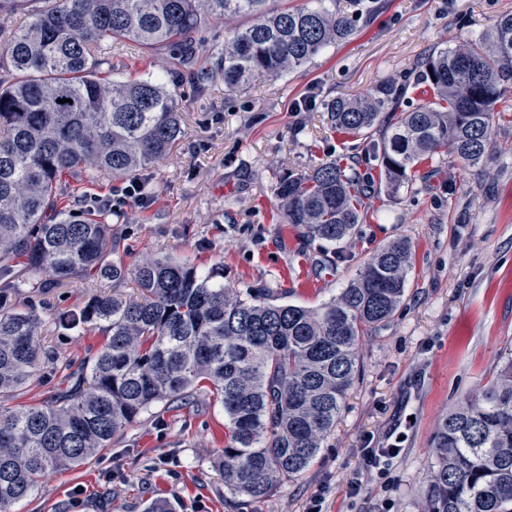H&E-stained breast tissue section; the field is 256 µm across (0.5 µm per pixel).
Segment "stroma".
<instances>
[{"instance_id": "35a3bbf8", "label": "stroma", "mask_w": 512, "mask_h": 512, "mask_svg": "<svg viewBox=\"0 0 512 512\" xmlns=\"http://www.w3.org/2000/svg\"><path fill=\"white\" fill-rule=\"evenodd\" d=\"M512 0H374L346 41L278 80L228 92L223 80L178 88L184 136L146 173L153 197L124 211L116 230L128 260L158 253L224 269L231 288L269 289L317 307L338 294L380 245L407 238L414 270L385 325L365 335L362 374L310 469L253 502L224 490L218 467L229 442L224 411L205 393L159 404L85 464L49 473L12 512H146L159 499L177 512H423L439 420L497 371L512 347V121L499 122L482 166L448 154L419 165L397 195L369 194L350 243L331 248L285 224L281 177L330 161L365 158L368 142L331 127V100L407 75L430 53L488 30ZM98 284L41 294L40 341L77 361L98 336L68 332L59 317L83 307ZM399 444L384 475H358L361 451Z\"/></svg>"}]
</instances>
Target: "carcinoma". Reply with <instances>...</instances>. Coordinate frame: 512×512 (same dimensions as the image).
Masks as SVG:
<instances>
[{"mask_svg":"<svg viewBox=\"0 0 512 512\" xmlns=\"http://www.w3.org/2000/svg\"><path fill=\"white\" fill-rule=\"evenodd\" d=\"M0 0V399L23 391L58 358L38 340L41 307L18 295L74 280L112 289L60 318L102 344L64 365L65 387L14 410L0 404V512L52 471L77 467L110 446L153 405L204 390L224 407L229 444L224 490L259 501L303 475L318 457L361 372L359 343L404 301L411 242L378 247L340 293L316 308L278 302L265 289L226 288L167 254L129 263L112 224L120 211L59 206L67 180L141 177L183 137L177 84L224 79L227 91L280 78L348 39L368 6L347 14L315 0L290 10L273 0ZM242 18L220 45L198 39L213 20ZM166 52L169 71L120 80L112 51ZM415 84L433 99L402 109L393 78L367 95L327 104L338 131L372 143L378 180L351 165H320L276 185L285 223L331 246L352 236L374 184L397 193L422 161L448 152L483 162L498 107L512 92V13L423 59ZM421 490L424 512H512V349L476 397L452 408L433 436Z\"/></svg>","mask_w":512,"mask_h":512,"instance_id":"carcinoma-1","label":"carcinoma"}]
</instances>
